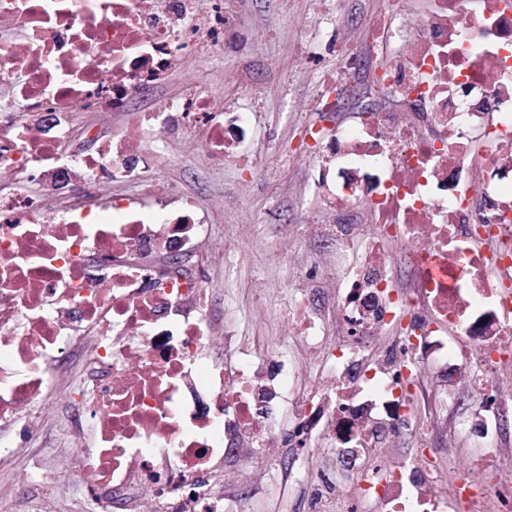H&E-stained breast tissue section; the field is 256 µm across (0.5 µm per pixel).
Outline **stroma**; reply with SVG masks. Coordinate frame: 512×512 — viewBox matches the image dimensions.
<instances>
[{"label":"stroma","mask_w":512,"mask_h":512,"mask_svg":"<svg viewBox=\"0 0 512 512\" xmlns=\"http://www.w3.org/2000/svg\"><path fill=\"white\" fill-rule=\"evenodd\" d=\"M333 2V34L327 37L316 19L315 0H241L231 36L246 42L244 54H228L221 60L207 55L183 59L164 83L131 98L127 111L76 113V127H95L99 137L91 141L80 136L71 144L72 150L84 154L97 152L111 142L113 129L154 111L189 85L200 86L223 108L254 110L245 151L251 167L232 159L223 167H209L200 159L198 135L145 131L137 149L152 164L142 169L141 178L164 194L194 196L211 224L223 255L212 262L181 259L177 266L212 288L213 314L225 335L240 344L260 339L266 347L296 357L302 348L290 334L288 303L321 251L303 227L327 210L321 183L334 176L332 168L317 163L302 145L304 130L317 125L328 140L339 127L362 121L367 113L408 108L406 101L383 93L374 78L379 65L392 61L371 46V24L385 0ZM346 33L356 38L359 62L356 71L341 80L335 40ZM330 78L336 81V103L331 111L321 112L318 102ZM80 375L79 366L65 370L51 398L39 405L36 433L14 435L23 455L0 461V501L14 512H28L20 487L30 455L44 456L51 466L73 451L70 431L82 406L72 386ZM455 396L454 407L431 408L437 422L432 443L454 449L460 468L466 469L475 459L474 448L483 446L484 440L477 432L455 435L454 425L467 417L470 403L465 390H456ZM306 461L328 472L336 468L334 450L326 444L307 454L289 444L278 449L274 464L257 460L247 468L237 457L227 456L215 468L225 497L250 496L251 512H310V488L295 478Z\"/></svg>","instance_id":"obj_1"}]
</instances>
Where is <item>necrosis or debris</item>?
<instances>
[{"instance_id": "4bbe7bcc", "label": "necrosis or debris", "mask_w": 512, "mask_h": 512, "mask_svg": "<svg viewBox=\"0 0 512 512\" xmlns=\"http://www.w3.org/2000/svg\"><path fill=\"white\" fill-rule=\"evenodd\" d=\"M405 2L386 0L374 23L378 48L395 49L381 86L417 93L424 112L374 114L314 153L340 174L330 208L361 205L374 224L305 227L341 274L336 339L310 294L296 300V336L334 371L332 388L309 393L299 360L218 340L211 290L158 270V257L195 256L210 237L196 198L93 199L101 179L136 180L134 134L200 132L203 158L220 166L253 112L217 110L197 89L114 131L109 148L67 150L75 112L124 111L183 57L223 49L232 0H0V21L19 31L0 36L13 89L0 101V430L33 423L75 358L95 435L56 469L33 458L27 484L67 490L80 472L78 512H251L203 479L225 448L244 439L270 461L327 435L340 467L310 475L316 512H512V441L499 428L512 414V0H433L412 30ZM75 178L83 200L47 209L45 194ZM443 371L434 401L467 390L473 415L456 430L479 422L492 443L466 471L430 444L419 383ZM403 437L411 465L388 464L382 448Z\"/></svg>"}]
</instances>
